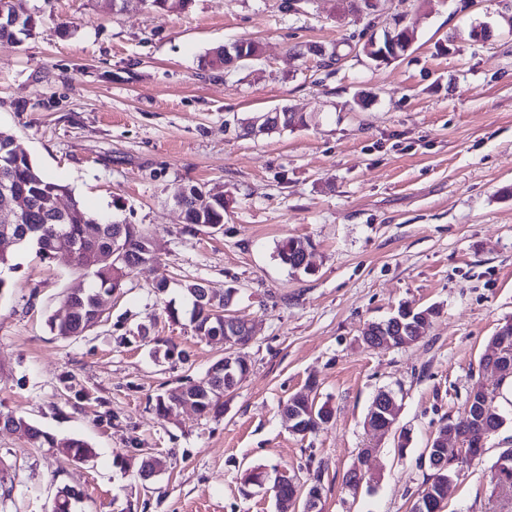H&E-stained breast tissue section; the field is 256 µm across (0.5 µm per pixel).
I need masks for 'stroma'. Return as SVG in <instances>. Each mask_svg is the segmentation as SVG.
<instances>
[{
  "mask_svg": "<svg viewBox=\"0 0 512 512\" xmlns=\"http://www.w3.org/2000/svg\"><path fill=\"white\" fill-rule=\"evenodd\" d=\"M281 2L150 13L29 0L33 35L0 46V129L88 212L142 227L158 255L69 340L48 319L90 284L74 261L29 249L5 272L0 413L84 439L95 458L79 464L1 428L0 512H50L66 486L82 495L78 512H276L271 486L244 485L251 468L320 485L321 512H413L431 436L474 383L496 387L480 360L512 320V0H391L342 21L336 0L300 13ZM397 12L416 39L389 64L324 68L308 52L362 44ZM476 27L488 42H472ZM244 38L260 61L228 75L208 64L210 48ZM282 105L307 127L240 136L238 118ZM188 184L223 193V232L186 230L174 198ZM288 237L312 241L311 271L279 263ZM200 280L237 288L250 370L223 416L176 407L163 418L156 395H177L224 355L189 324L182 287ZM402 305L439 313L413 345L364 347L368 323ZM382 389L400 406L385 436L365 424ZM300 394L334 410L304 437L282 413ZM494 405L505 423L460 466L443 512H512V488L491 482L512 448V401ZM152 456L166 465L142 480ZM358 464L374 482L353 496L343 476Z\"/></svg>",
  "mask_w": 512,
  "mask_h": 512,
  "instance_id": "stroma-1",
  "label": "stroma"
}]
</instances>
